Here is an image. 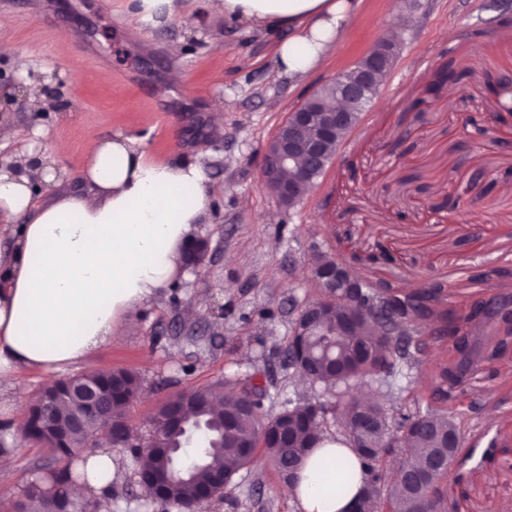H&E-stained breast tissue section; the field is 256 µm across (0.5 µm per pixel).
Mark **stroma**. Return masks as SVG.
<instances>
[{
  "label": "stroma",
  "instance_id": "35a3bbf8",
  "mask_svg": "<svg viewBox=\"0 0 512 512\" xmlns=\"http://www.w3.org/2000/svg\"><path fill=\"white\" fill-rule=\"evenodd\" d=\"M411 22L398 62L335 162L301 203L279 205L261 179L264 148L289 112L377 42L401 13ZM0 118L17 141L0 158L23 162L34 130L51 147L66 141L60 166L70 185L84 182L86 143L117 133L142 139L150 156H200L213 188L201 236L213 255L187 279L161 289L136 313L137 334L91 352L76 374L127 368L142 378L127 418L147 432L157 406L176 393L249 380L267 387L264 407L286 400L336 403L324 385H299L277 355L297 312L321 300L310 274L315 253L349 264L375 287L412 292L440 288L434 315L418 325L422 361L392 378L358 387L389 417L426 412L442 369L457 353L439 336L442 313L464 317L474 300L512 294V0H363L313 72L285 73L275 37L192 7L142 25L129 0H0ZM70 30L68 40L58 37ZM180 54H171L172 45ZM30 60L24 87L13 82L17 57ZM252 64L242 67L241 56ZM80 72V86L69 82ZM69 109H34L43 86ZM483 357L454 386L443 409L460 446L442 485L444 512H486L512 501V334L501 322L461 324ZM53 372H33L0 392V504H9L37 472L59 471L50 455L15 431L11 411ZM107 512H148L132 471L97 495ZM199 512H296L287 481L261 463L236 475L226 497Z\"/></svg>",
  "mask_w": 512,
  "mask_h": 512
}]
</instances>
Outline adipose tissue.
<instances>
[{"instance_id": "1", "label": "adipose tissue", "mask_w": 512, "mask_h": 512, "mask_svg": "<svg viewBox=\"0 0 512 512\" xmlns=\"http://www.w3.org/2000/svg\"><path fill=\"white\" fill-rule=\"evenodd\" d=\"M226 20L275 34L280 67L304 76L356 18L362 0H198ZM68 151L30 149L34 166L0 164V388L35 371L78 365L90 352L138 331L129 314L183 274V251L206 223L213 190L197 157L149 158L138 139L86 145L83 190L63 188L54 169ZM333 443L315 449L288 493L298 512H353L364 480L333 493L324 468L348 458Z\"/></svg>"}]
</instances>
